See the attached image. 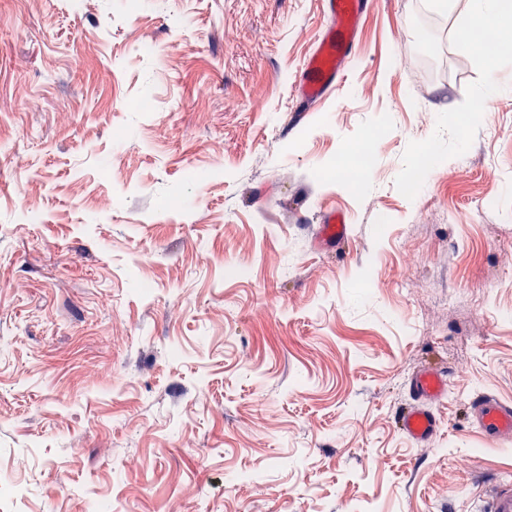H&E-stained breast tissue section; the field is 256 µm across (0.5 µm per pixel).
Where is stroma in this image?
Returning a JSON list of instances; mask_svg holds the SVG:
<instances>
[{
    "label": "stroma",
    "instance_id": "35a3bbf8",
    "mask_svg": "<svg viewBox=\"0 0 512 512\" xmlns=\"http://www.w3.org/2000/svg\"><path fill=\"white\" fill-rule=\"evenodd\" d=\"M447 2L370 0L306 107L323 0H0V512H486L512 480L468 415L512 403V55L474 111ZM378 122L373 170L338 177ZM422 368L451 376L427 446L397 425ZM346 237V221L344 216L336 211L326 213L320 228L319 241L324 245H336Z\"/></svg>",
    "mask_w": 512,
    "mask_h": 512
}]
</instances>
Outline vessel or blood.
<instances>
[{"label": "vessel or blood", "mask_w": 512, "mask_h": 512, "mask_svg": "<svg viewBox=\"0 0 512 512\" xmlns=\"http://www.w3.org/2000/svg\"><path fill=\"white\" fill-rule=\"evenodd\" d=\"M331 19L314 49L307 56L298 81L300 98L316 103L334 88L343 64L351 57L357 42V26L363 16L362 0H325ZM346 221L336 211L327 212L320 228L319 241L333 245L344 241ZM450 378L432 369L419 371L410 383L414 403L400 416L398 423L407 439L416 445L430 444L437 435V417L430 407L433 400L448 390ZM473 422L491 442L512 438V405L480 394L470 402ZM489 512H512V482L496 484L488 494Z\"/></svg>", "instance_id": "obj_1"}]
</instances>
